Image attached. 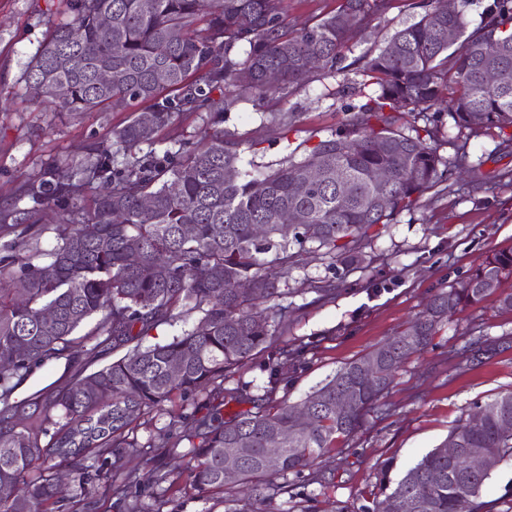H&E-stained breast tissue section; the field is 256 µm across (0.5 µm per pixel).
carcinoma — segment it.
I'll return each mask as SVG.
<instances>
[{"instance_id":"1","label":"carcinoma","mask_w":512,"mask_h":512,"mask_svg":"<svg viewBox=\"0 0 512 512\" xmlns=\"http://www.w3.org/2000/svg\"><path fill=\"white\" fill-rule=\"evenodd\" d=\"M64 2L68 19L53 24L37 50L27 90L59 112L108 107L130 116L108 142L21 185L30 208L0 211V512H63L99 494L106 468L108 493L128 498L140 483L123 467L125 449L136 450L129 441L135 418L177 393L205 389L206 413L179 416L192 443L179 468L152 469L155 501L167 503L182 481L200 493L224 489V449L238 443L243 457L235 483L251 497L284 494L288 486L273 479L302 477L337 439L353 437L410 356L428 347L457 310L491 294L482 279L512 275V248L499 250L458 286L436 293L404 330L305 398L309 425L286 403L273 412L224 416L227 404L249 395L244 387L226 394L220 381L282 335L288 289L280 279L309 258L307 244L325 249L333 268L358 267L367 262L362 244L372 227L414 207L449 168L471 169L465 148L451 162L438 152L445 115L460 131L494 130L501 142H512V0H493L471 32L463 9L448 15L431 0L418 4L419 19L365 62L359 101L344 106L340 127L275 168L252 159L248 170L242 154L257 143L245 150L222 129L206 130L198 143L171 154L143 146L185 113L213 120L216 93L230 112L243 100L285 97L317 74L336 73L349 42L391 0H340L334 13L299 29L288 22L286 0ZM448 27L455 32L449 41L440 34ZM489 67L503 75L497 86L484 80ZM103 69L112 71V82L100 81ZM270 70L279 72L275 84L266 81ZM140 103L148 104V125L134 110ZM413 112H432L436 120L416 126L406 120ZM309 168L323 179L300 195L296 185ZM375 168L390 176L382 204L369 181ZM338 172L345 192L336 188ZM145 197L149 208L141 204ZM46 205L65 229L51 261L39 265L21 251L38 235ZM285 210L296 214L291 228L279 223ZM185 225L192 226L189 237L181 232ZM202 268L209 274L200 275ZM240 279L250 281L248 291L234 288ZM17 288L24 289L20 299ZM260 302L268 307L257 312ZM49 306L57 313L51 325L42 318ZM185 312L198 313L190 329L143 345ZM79 351L118 357L89 373L79 368L60 389L14 398L34 369ZM174 361L182 366L177 379L169 375ZM368 361L377 362L371 377L360 372ZM342 390L355 396L347 411L336 409ZM275 436L282 453L269 463L265 451ZM450 442L482 451L490 467L465 474L464 457L448 459ZM509 461L511 389L476 406L400 479L382 470L384 499L362 512H384L388 500L395 512H490L485 486ZM62 466L71 474L65 487L56 481Z\"/></svg>"}]
</instances>
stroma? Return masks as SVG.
<instances>
[{
    "mask_svg": "<svg viewBox=\"0 0 512 512\" xmlns=\"http://www.w3.org/2000/svg\"><path fill=\"white\" fill-rule=\"evenodd\" d=\"M414 0H393L366 31L350 42L344 69L318 76L287 97L260 105L240 104L225 113L221 129L259 144L257 159L274 164L300 143L328 135L345 118L344 106L362 80L366 56L384 48L395 31L418 20ZM61 0H0V208L18 207V188L50 166L80 157L93 142L108 139L123 112H55L26 93L22 77L44 41L51 23L65 19ZM269 112H294L288 131L269 128ZM466 144L474 166L468 178L449 176L388 224L375 226L364 243L372 258L363 268H329L314 257L290 270L285 303L288 317L279 339L224 377L225 390L246 387L251 411L280 403H299L344 364L394 335L442 289L462 281L492 252L512 246V146L490 135L464 137L446 125L440 155L453 159ZM334 282L327 300L311 292V283ZM512 291V277L499 293L460 309L431 345L412 355L398 370L389 392L369 410L350 440L311 466L320 482L289 478L287 493L256 502L231 491L176 493L163 512H359L379 498L378 476L390 469L399 477L435 448L449 429L471 412L512 387V310L501 308L500 292ZM482 340L489 348L481 362L458 364L466 342ZM299 348L302 365H283L285 385L271 388L263 365L278 352ZM205 393L175 396L164 411L142 414L132 439L142 451L125 460L142 478L138 499L149 504L151 469L172 464V452L190 446L172 422L201 409Z\"/></svg>",
    "mask_w": 512,
    "mask_h": 512,
    "instance_id": "1",
    "label": "stroma"
}]
</instances>
